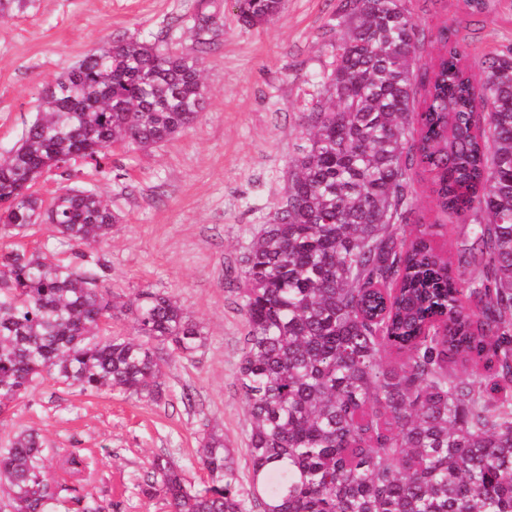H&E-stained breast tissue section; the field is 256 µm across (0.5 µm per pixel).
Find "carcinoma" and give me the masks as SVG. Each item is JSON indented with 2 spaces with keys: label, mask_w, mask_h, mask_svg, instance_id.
<instances>
[{
  "label": "carcinoma",
  "mask_w": 512,
  "mask_h": 512,
  "mask_svg": "<svg viewBox=\"0 0 512 512\" xmlns=\"http://www.w3.org/2000/svg\"><path fill=\"white\" fill-rule=\"evenodd\" d=\"M35 2L0 0V17ZM281 6L234 0L247 28ZM343 23L282 203L242 257L250 481L210 430L204 488L153 459L142 492L170 512H512V49L476 73L451 26L420 66L426 35L407 0H347ZM207 50L103 43L41 88L35 118L0 158V237L17 239L0 249V413L46 375L158 403V346L202 345L205 326L174 297L142 288L117 300L104 285L84 252L118 220L103 194L70 187L47 204L32 187L79 160L100 168L114 146L175 139L203 109ZM413 169L433 176L444 223L473 224L458 258L468 270L429 232L406 235ZM42 226L74 263L46 243L27 247ZM118 315L138 338L99 337ZM388 351L402 362H383ZM43 447L24 430L0 448L10 512H53Z\"/></svg>",
  "instance_id": "1"
}]
</instances>
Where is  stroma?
<instances>
[{
    "instance_id": "35a3bbf8",
    "label": "stroma",
    "mask_w": 512,
    "mask_h": 512,
    "mask_svg": "<svg viewBox=\"0 0 512 512\" xmlns=\"http://www.w3.org/2000/svg\"><path fill=\"white\" fill-rule=\"evenodd\" d=\"M342 0H284L268 23L239 26L232 0H37L28 14L0 19V154L33 119L45 82L117 35L148 37L195 52L190 18H210L207 87L200 118L175 139L145 153L114 148L104 168L78 162L45 173L36 189L51 200L69 186L110 197L119 216L111 238L93 246L112 292L151 288L176 297L207 336L193 354L164 351L166 397L151 403L118 394H84L44 378L0 413V442L23 429L44 440V463L59 494L55 512H169L162 497L140 490L159 455L181 466L186 481L206 485L197 462L201 438L223 429L239 474L248 477V413L237 384L246 333L238 309L240 258L268 223L302 137V116L322 97L320 79L334 67L332 46L345 33ZM427 34L430 62L450 20L468 43L467 60L512 48V0H485L468 13L463 0H412ZM412 223L436 227L435 245L455 252L465 224L441 225L428 175H411ZM84 455L85 474L60 462Z\"/></svg>"
}]
</instances>
